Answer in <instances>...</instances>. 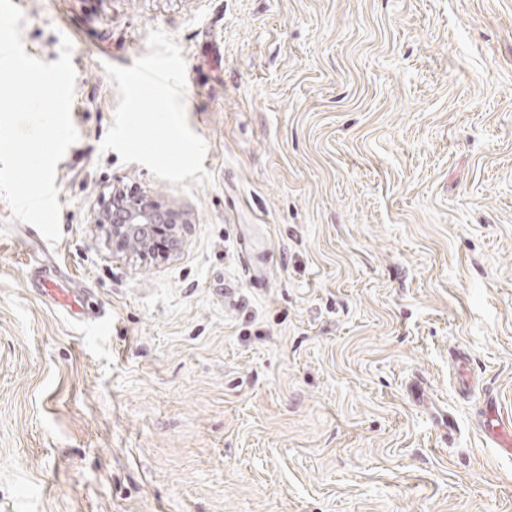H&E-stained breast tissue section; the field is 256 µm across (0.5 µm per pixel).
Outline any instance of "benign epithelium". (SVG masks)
<instances>
[{"mask_svg": "<svg viewBox=\"0 0 512 512\" xmlns=\"http://www.w3.org/2000/svg\"><path fill=\"white\" fill-rule=\"evenodd\" d=\"M94 223L112 227V237L126 249L146 250L151 229L157 224H188L189 214L172 207H163L154 199L123 196L114 193L100 201Z\"/></svg>", "mask_w": 512, "mask_h": 512, "instance_id": "1", "label": "benign epithelium"}]
</instances>
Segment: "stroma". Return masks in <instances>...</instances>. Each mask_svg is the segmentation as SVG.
I'll list each match as a JSON object with an SVG mask.
<instances>
[{
  "label": "stroma",
  "mask_w": 512,
  "mask_h": 512,
  "mask_svg": "<svg viewBox=\"0 0 512 512\" xmlns=\"http://www.w3.org/2000/svg\"><path fill=\"white\" fill-rule=\"evenodd\" d=\"M13 2L28 55L72 42L52 250L112 328L40 294L0 195V512H512V0ZM154 29L188 191L101 149ZM116 187L186 210L178 248L94 225ZM509 425L507 426V423ZM483 429L493 448L507 458H512V424L495 409L486 412L483 420Z\"/></svg>",
  "instance_id": "obj_1"
}]
</instances>
